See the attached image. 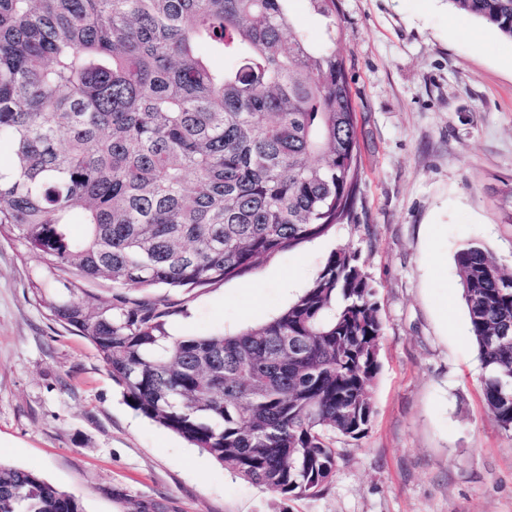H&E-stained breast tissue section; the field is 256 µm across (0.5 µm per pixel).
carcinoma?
Returning <instances> with one entry per match:
<instances>
[{
	"mask_svg": "<svg viewBox=\"0 0 512 512\" xmlns=\"http://www.w3.org/2000/svg\"><path fill=\"white\" fill-rule=\"evenodd\" d=\"M287 2L0 0V236L37 259L32 298L136 410L240 478L306 496L333 479L336 437L362 439L375 413L383 322L356 251L232 336L174 338L156 305L86 288L238 277L351 218L360 157L336 0H306L318 45ZM451 2L512 39V0ZM455 264L487 407L512 435V272L478 240ZM67 271V295L49 292ZM0 512L86 510L0 462Z\"/></svg>",
	"mask_w": 512,
	"mask_h": 512,
	"instance_id": "cac0c4a2",
	"label": "carcinoma"
}]
</instances>
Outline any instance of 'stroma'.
Wrapping results in <instances>:
<instances>
[{"instance_id":"1","label":"stroma","mask_w":512,"mask_h":512,"mask_svg":"<svg viewBox=\"0 0 512 512\" xmlns=\"http://www.w3.org/2000/svg\"><path fill=\"white\" fill-rule=\"evenodd\" d=\"M362 167L349 221L193 289L124 288L174 336L234 334L288 308L348 245L384 335L365 437L337 438L317 495L248 483L127 400L93 347L28 293L35 258L0 239V462L86 512H512V436L491 421L455 266L477 239L512 267V40L450 0H337Z\"/></svg>"}]
</instances>
